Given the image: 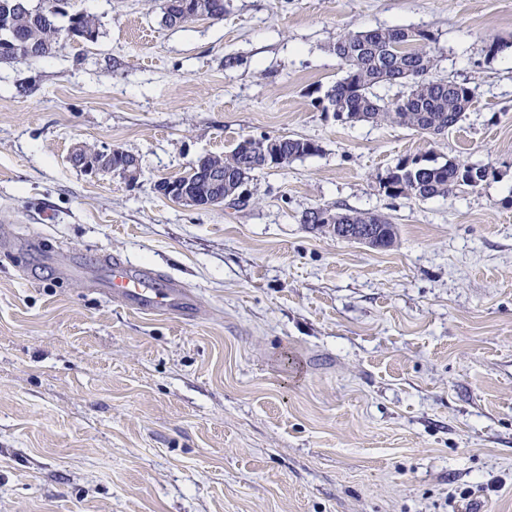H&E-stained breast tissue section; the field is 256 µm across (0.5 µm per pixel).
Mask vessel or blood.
Wrapping results in <instances>:
<instances>
[{"mask_svg": "<svg viewBox=\"0 0 512 512\" xmlns=\"http://www.w3.org/2000/svg\"><path fill=\"white\" fill-rule=\"evenodd\" d=\"M58 271L75 282L92 281L102 294L119 299L139 314L188 315L199 306L197 295L180 281L152 270L135 269L107 254L97 258L94 270L68 263Z\"/></svg>", "mask_w": 512, "mask_h": 512, "instance_id": "b4317fda", "label": "vessel or blood"}]
</instances>
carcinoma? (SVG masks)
Returning a JSON list of instances; mask_svg holds the SVG:
<instances>
[{
  "label": "carcinoma",
  "instance_id": "obj_1",
  "mask_svg": "<svg viewBox=\"0 0 512 512\" xmlns=\"http://www.w3.org/2000/svg\"><path fill=\"white\" fill-rule=\"evenodd\" d=\"M60 0H47L41 15L25 13L14 7L15 0H0V33L8 34L21 45L38 49L34 58L53 56L64 38L61 19L67 12L58 10ZM196 14L206 19L224 17V0H190ZM432 37L423 30L404 28L347 32L340 35L332 52L346 67L345 76L326 93L336 120L373 122L405 126L421 134L445 133L463 120L474 101V88L445 78H436V59L431 50ZM405 84L406 94L386 102L377 94L385 85ZM261 140L249 136L238 140L223 155H206L202 164L190 168L180 180L191 188L204 208L218 194L235 196L239 184L251 173L262 169L257 164ZM318 143L304 138H283L281 157L285 168L296 159L319 153ZM218 172L224 181L215 185L200 171ZM482 167L465 162L447 161L426 166L418 159L401 160L380 179V187L393 198L428 200L444 197L463 187H476L487 175ZM337 224H370L375 239L370 246L387 248L395 244L398 228L385 216L372 212L324 209Z\"/></svg>",
  "mask_w": 512,
  "mask_h": 512
}]
</instances>
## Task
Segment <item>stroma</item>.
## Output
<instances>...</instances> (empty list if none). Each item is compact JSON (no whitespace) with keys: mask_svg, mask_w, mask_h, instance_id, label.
I'll list each match as a JSON object with an SVG mask.
<instances>
[{"mask_svg":"<svg viewBox=\"0 0 512 512\" xmlns=\"http://www.w3.org/2000/svg\"><path fill=\"white\" fill-rule=\"evenodd\" d=\"M98 37L0 63V512H512V0H69ZM433 38L468 82L426 137L323 111L345 31ZM317 142L253 173L247 205L154 189L240 137ZM119 148L136 182L74 147ZM488 166L419 201L405 158ZM384 214L393 247L303 224ZM63 261L102 253L181 280L193 319L145 317Z\"/></svg>","mask_w":512,"mask_h":512,"instance_id":"1","label":"stroma"}]
</instances>
